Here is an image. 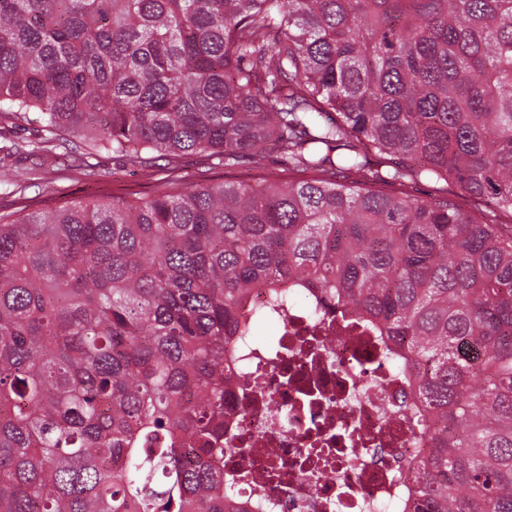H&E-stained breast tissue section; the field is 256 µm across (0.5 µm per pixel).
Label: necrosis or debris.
Here are the masks:
<instances>
[{"label": "necrosis or debris", "mask_w": 512, "mask_h": 512, "mask_svg": "<svg viewBox=\"0 0 512 512\" xmlns=\"http://www.w3.org/2000/svg\"><path fill=\"white\" fill-rule=\"evenodd\" d=\"M411 405L376 336L292 303L226 397L224 471L249 510L404 512L407 463L429 446Z\"/></svg>", "instance_id": "1"}]
</instances>
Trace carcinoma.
<instances>
[{
	"instance_id": "1",
	"label": "carcinoma",
	"mask_w": 512,
	"mask_h": 512,
	"mask_svg": "<svg viewBox=\"0 0 512 512\" xmlns=\"http://www.w3.org/2000/svg\"><path fill=\"white\" fill-rule=\"evenodd\" d=\"M33 111L31 155L286 168L0 215V512H244L235 346L300 291L408 379L409 512H512V0H0V117Z\"/></svg>"
}]
</instances>
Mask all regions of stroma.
Returning <instances> with one entry per match:
<instances>
[{
    "instance_id": "1",
    "label": "stroma",
    "mask_w": 512,
    "mask_h": 512,
    "mask_svg": "<svg viewBox=\"0 0 512 512\" xmlns=\"http://www.w3.org/2000/svg\"><path fill=\"white\" fill-rule=\"evenodd\" d=\"M92 166L97 175L87 178L84 166ZM183 171L195 180L212 183L223 181L252 182L255 172L248 165L224 168L205 158L192 155L183 158ZM19 182L0 185V212L20 209L42 211L63 205L75 198H104L120 195L129 200L159 195L171 191L166 174L160 169L133 172L126 160L118 155L90 149L79 143L73 152L63 156L59 164L39 165L37 158H23L17 163Z\"/></svg>"
}]
</instances>
